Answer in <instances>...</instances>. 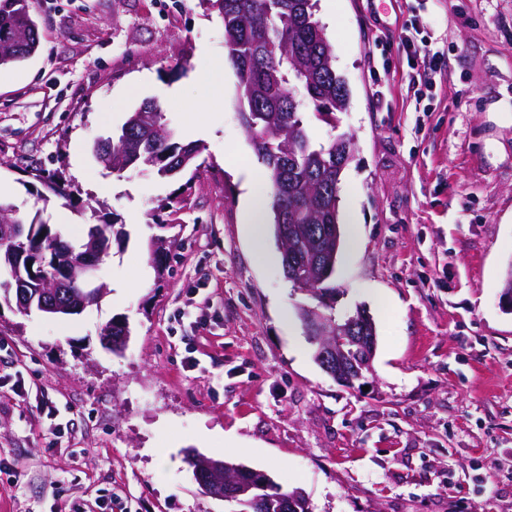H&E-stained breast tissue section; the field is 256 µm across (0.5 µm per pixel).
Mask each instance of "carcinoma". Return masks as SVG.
Listing matches in <instances>:
<instances>
[{"instance_id":"1","label":"carcinoma","mask_w":512,"mask_h":512,"mask_svg":"<svg viewBox=\"0 0 512 512\" xmlns=\"http://www.w3.org/2000/svg\"><path fill=\"white\" fill-rule=\"evenodd\" d=\"M224 23L228 57L238 84L252 88L241 100L243 124L264 166V177L273 194V233L282 253L285 276L314 297L329 288L335 266L315 261L316 253L330 243H343L339 223L341 163L352 158L353 141L340 135L327 144L309 136L302 117V102L292 89L300 86L315 111L328 123L347 109L349 94L345 80L336 72L335 54L320 21L316 0H205ZM17 0H0V66L26 58L35 38L3 43L15 27ZM201 147L175 139L165 114L154 102L129 113L112 133V152L93 153L104 169L120 176L130 167L147 166L160 177H175L189 168L199 169ZM29 191L47 202L65 201L78 211L85 209L79 190L63 172L35 168L29 172ZM20 222L29 231L8 242L0 241V301L11 305L16 282L35 274L43 279L58 272L53 256L71 250L78 259L90 255L101 263L110 253L114 225L107 215L88 227L78 241L63 238L38 216L22 217L17 207L0 200V225ZM163 239L153 242L152 263L162 273L169 259ZM238 481L252 486L250 493L235 501L238 512H287L283 502L292 494L277 486L263 470L233 464Z\"/></svg>"}]
</instances>
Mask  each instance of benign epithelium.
<instances>
[{
  "label": "benign epithelium",
  "instance_id": "obj_1",
  "mask_svg": "<svg viewBox=\"0 0 512 512\" xmlns=\"http://www.w3.org/2000/svg\"><path fill=\"white\" fill-rule=\"evenodd\" d=\"M98 264L85 259L64 268L65 278L49 288H19L15 293V304L22 312L38 304L44 312L83 310L97 302L101 286ZM321 335L313 338L319 343L315 359L321 367L342 384L352 387L355 381L371 370L375 354V324L372 318L361 313L342 323L326 322L319 315L310 314ZM190 462L197 464L198 472L208 476L202 485L205 493L218 498L235 499L245 496L250 487L242 484L224 485V461L189 454Z\"/></svg>",
  "mask_w": 512,
  "mask_h": 512
}]
</instances>
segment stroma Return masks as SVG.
Segmentation results:
<instances>
[{
    "label": "stroma",
    "mask_w": 512,
    "mask_h": 512,
    "mask_svg": "<svg viewBox=\"0 0 512 512\" xmlns=\"http://www.w3.org/2000/svg\"><path fill=\"white\" fill-rule=\"evenodd\" d=\"M29 5L39 48L0 67V199L76 237L101 208L124 236L98 305L67 319L0 305V512L115 493L126 512H231L200 490L190 448L302 489L312 512H512V0H318L349 105L329 125L293 94L314 142L352 138L339 210L361 230L320 301L285 276L275 238L271 262L252 255L224 153L257 156L218 13L199 0ZM415 30L445 53L425 101L400 47ZM219 63L224 91L199 115L206 132L191 131L186 105ZM147 101L202 146L204 169L118 177L96 163L94 143ZM28 165L64 168L89 213L37 201ZM159 236L173 241L161 277ZM303 306L372 316L360 387L315 362ZM114 317L131 328L120 357L99 340Z\"/></svg>",
    "instance_id": "stroma-1"
}]
</instances>
